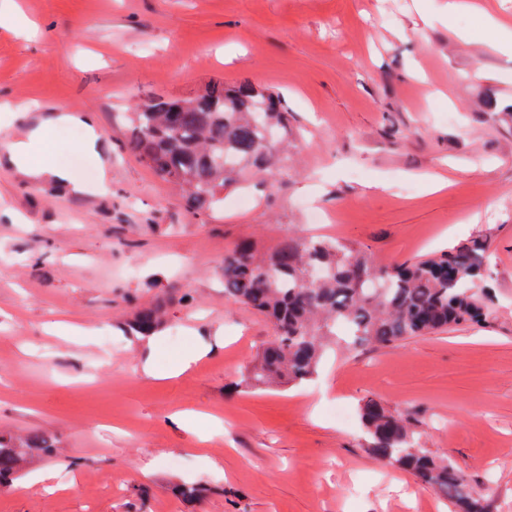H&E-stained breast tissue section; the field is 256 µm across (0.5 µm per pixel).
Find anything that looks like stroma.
Instances as JSON below:
<instances>
[{
  "instance_id": "1",
  "label": "stroma",
  "mask_w": 512,
  "mask_h": 512,
  "mask_svg": "<svg viewBox=\"0 0 512 512\" xmlns=\"http://www.w3.org/2000/svg\"><path fill=\"white\" fill-rule=\"evenodd\" d=\"M465 2L446 26L430 20L445 0H0L37 25L0 26V152L25 111L89 115L108 144L95 156L81 127L54 135L80 198L0 165V430L63 448L0 488V512H451L368 454L367 398L415 418L422 448L512 512V51L485 28L489 14L512 27V0ZM241 80L280 96L288 160L270 189L193 211L128 150L130 112ZM291 234L380 266L490 236L495 316L249 384L275 330L225 298L224 254ZM141 305L163 308L156 335H126Z\"/></svg>"
}]
</instances>
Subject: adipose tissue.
Here are the masks:
<instances>
[{
  "instance_id": "ef3b65f1",
  "label": "adipose tissue",
  "mask_w": 512,
  "mask_h": 512,
  "mask_svg": "<svg viewBox=\"0 0 512 512\" xmlns=\"http://www.w3.org/2000/svg\"><path fill=\"white\" fill-rule=\"evenodd\" d=\"M73 124L84 129L81 150L100 154V135L91 119L64 112L38 118L22 138L15 140L8 147L5 155L6 164L33 180H50L67 187L72 195H81L83 185L80 179L68 168L56 165L48 159L52 149V134Z\"/></svg>"
}]
</instances>
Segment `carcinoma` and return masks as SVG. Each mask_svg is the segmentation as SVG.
I'll return each instance as SVG.
<instances>
[{
    "mask_svg": "<svg viewBox=\"0 0 512 512\" xmlns=\"http://www.w3.org/2000/svg\"><path fill=\"white\" fill-rule=\"evenodd\" d=\"M287 135L288 113L279 97L259 93L247 80L215 82L192 97L137 102L129 147L158 178L185 189L188 208L207 212L223 201L224 189L251 172L270 184ZM489 246L478 235L439 255L379 266L365 250L339 240L288 236L261 255L255 245L241 243L224 254V297L264 316L276 330L253 378L263 384L312 378L336 330L356 350L488 324L494 318L484 265ZM161 320L159 307H141L130 328L151 336ZM360 416L373 458L412 472L456 512H488L487 495L475 492L465 473L421 447L414 418L373 399L363 402ZM59 454L55 443L39 436L0 433V487L22 477L35 459Z\"/></svg>",
    "mask_w": 512,
    "mask_h": 512,
    "instance_id": "obj_1",
    "label": "carcinoma"
}]
</instances>
